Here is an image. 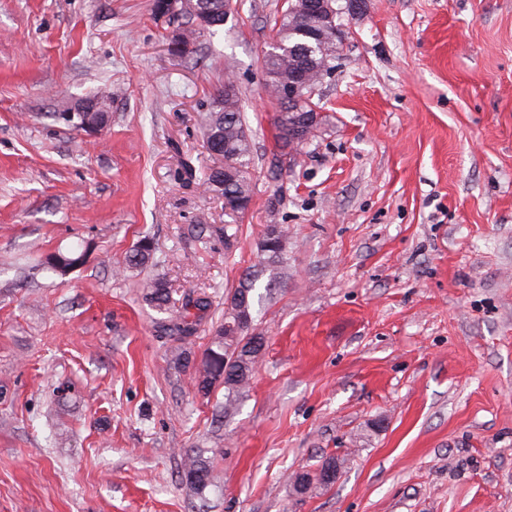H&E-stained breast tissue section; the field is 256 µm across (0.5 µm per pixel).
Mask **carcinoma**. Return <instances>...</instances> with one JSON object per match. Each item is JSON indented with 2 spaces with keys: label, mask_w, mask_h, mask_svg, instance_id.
<instances>
[{
  "label": "carcinoma",
  "mask_w": 512,
  "mask_h": 512,
  "mask_svg": "<svg viewBox=\"0 0 512 512\" xmlns=\"http://www.w3.org/2000/svg\"><path fill=\"white\" fill-rule=\"evenodd\" d=\"M296 0H288V7L279 21L275 35V45L264 55L266 76L287 75L296 68L313 70L310 87L303 90L299 109L310 111L318 107L313 101L317 87L324 73L320 71L324 60L334 59V50L327 41L310 36L306 23L296 15ZM181 35L184 45L192 43L201 29L195 26L192 13L179 16ZM300 113L290 112L280 106L276 114L274 127L277 143L288 148L293 145L290 127ZM204 141L218 140L224 148V161L232 162L234 173H227L228 167L217 166L205 174L203 185L224 199V211L233 216L245 210L252 201L253 188L250 180L253 145L250 129L241 112L238 93L232 98L215 102V106L204 114L201 121ZM262 260L260 265L246 270L238 285L226 294L227 308L224 312V324L215 331L210 346L195 368V386L198 393L209 395L219 385L224 386V411L234 407L240 392L249 385L253 375V366L264 347L265 338L252 332L254 290L264 273L262 266L277 267L283 264L286 252L284 233L276 237L263 236L257 244ZM155 253L154 243L148 238L140 239L126 256L123 266L126 269L148 264ZM86 249L78 248L67 253H58L48 260V269L59 276H66L84 264ZM146 300L164 317L155 322L157 332L176 342L173 350L174 364L186 367L190 364V351L187 345L196 336L202 321V312L209 305L206 296L189 297L181 307L172 310L170 293L166 282L157 278L151 282ZM184 477L187 485L198 496L213 485L212 468L202 455L186 452L184 459ZM326 485L322 472L312 475L302 472L295 476L294 486L302 491L312 484Z\"/></svg>",
  "instance_id": "1"
}]
</instances>
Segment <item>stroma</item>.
<instances>
[{"mask_svg": "<svg viewBox=\"0 0 512 512\" xmlns=\"http://www.w3.org/2000/svg\"><path fill=\"white\" fill-rule=\"evenodd\" d=\"M286 8L233 0L178 56L150 0H0V512H512V0L341 15L322 132L279 164L262 58ZM228 71L254 153L230 247L206 230L228 218L200 132ZM96 93L94 138L61 115ZM269 224L287 262L256 288L265 345L224 417L146 288L207 296L201 358ZM145 236L152 264L114 274ZM330 454L335 482L296 492ZM86 248H78L67 253H58L47 261L48 269L59 276H66L84 264ZM184 477L190 489L203 499L205 490L213 486L212 468L201 454L187 451L184 459Z\"/></svg>", "mask_w": 512, "mask_h": 512, "instance_id": "stroma-1", "label": "stroma"}]
</instances>
